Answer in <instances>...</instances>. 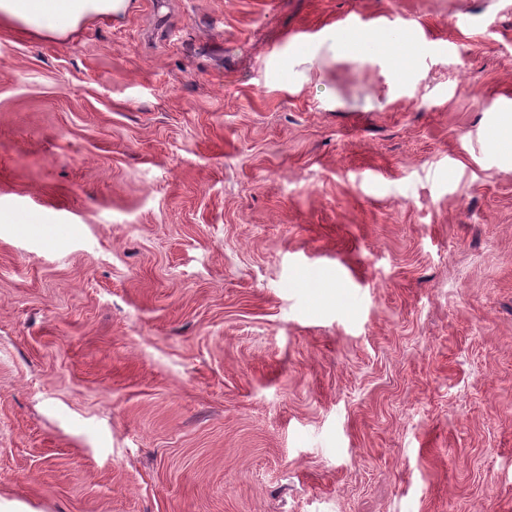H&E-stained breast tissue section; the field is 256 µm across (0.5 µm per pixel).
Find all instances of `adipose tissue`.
I'll use <instances>...</instances> for the list:
<instances>
[{
  "instance_id": "obj_1",
  "label": "adipose tissue",
  "mask_w": 512,
  "mask_h": 512,
  "mask_svg": "<svg viewBox=\"0 0 512 512\" xmlns=\"http://www.w3.org/2000/svg\"><path fill=\"white\" fill-rule=\"evenodd\" d=\"M129 0H0V24L35 37H64L97 17L124 12Z\"/></svg>"
}]
</instances>
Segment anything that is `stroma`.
Segmentation results:
<instances>
[{
	"label": "stroma",
	"mask_w": 512,
	"mask_h": 512,
	"mask_svg": "<svg viewBox=\"0 0 512 512\" xmlns=\"http://www.w3.org/2000/svg\"><path fill=\"white\" fill-rule=\"evenodd\" d=\"M510 112L512 0L0 25V504L512 512Z\"/></svg>",
	"instance_id": "obj_1"
}]
</instances>
